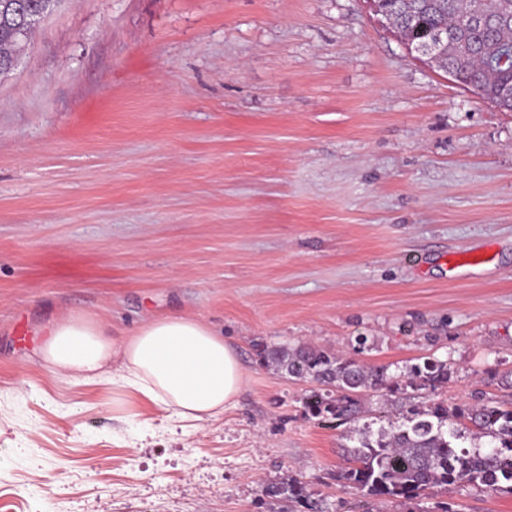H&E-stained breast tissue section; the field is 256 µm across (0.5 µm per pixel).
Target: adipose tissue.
<instances>
[{"mask_svg": "<svg viewBox=\"0 0 512 512\" xmlns=\"http://www.w3.org/2000/svg\"><path fill=\"white\" fill-rule=\"evenodd\" d=\"M47 334L41 348L47 364L89 381L113 366L114 384L136 390L183 420L202 422L222 414L242 386L233 350L194 318L155 317L119 343L83 318H61Z\"/></svg>", "mask_w": 512, "mask_h": 512, "instance_id": "adipose-tissue-1", "label": "adipose tissue"}]
</instances>
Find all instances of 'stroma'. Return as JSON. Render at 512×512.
Masks as SVG:
<instances>
[{"mask_svg": "<svg viewBox=\"0 0 512 512\" xmlns=\"http://www.w3.org/2000/svg\"><path fill=\"white\" fill-rule=\"evenodd\" d=\"M179 315L243 385L183 422L40 349L60 317L112 340ZM399 373L449 404L512 374V112L413 58L368 0H57L0 77V512H330L347 426L256 346ZM454 512L512 495L438 490ZM265 493L272 497H281L288 501H295L306 509V512H328L324 500L313 497L307 485L296 476H288V479L277 484L268 485Z\"/></svg>", "mask_w": 512, "mask_h": 512, "instance_id": "obj_1", "label": "stroma"}]
</instances>
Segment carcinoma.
Segmentation results:
<instances>
[{
	"instance_id": "cac0c4a2",
	"label": "carcinoma",
	"mask_w": 512,
	"mask_h": 512,
	"mask_svg": "<svg viewBox=\"0 0 512 512\" xmlns=\"http://www.w3.org/2000/svg\"><path fill=\"white\" fill-rule=\"evenodd\" d=\"M471 0H387L389 25L401 38L433 30L435 66L479 97L512 110L503 96L512 87V0H490L489 20L468 18ZM49 12L54 0H0V66H8L37 26L31 11ZM263 362L314 387L304 397L309 415L325 426L354 424L343 449L349 466L336 471L343 484L372 512L378 499L417 501L436 488H471L512 495V395L477 398L450 406L438 398L451 378L448 361L427 358L396 375L308 344L258 345ZM385 414L375 430L368 419ZM272 497L328 512L296 476L265 488Z\"/></svg>"
}]
</instances>
